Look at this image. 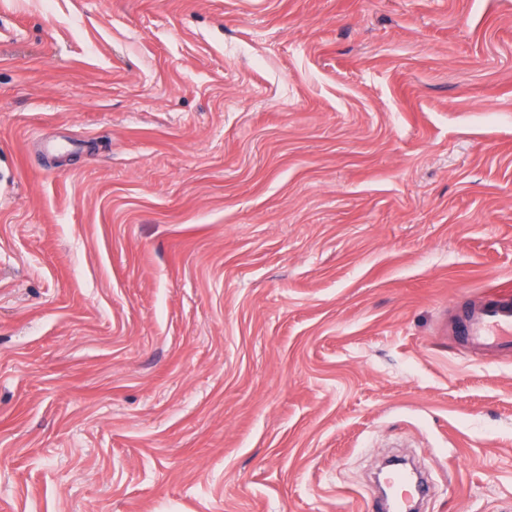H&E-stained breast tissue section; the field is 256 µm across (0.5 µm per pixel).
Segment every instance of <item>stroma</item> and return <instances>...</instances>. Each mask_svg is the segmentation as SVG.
<instances>
[{"label":"stroma","instance_id":"stroma-1","mask_svg":"<svg viewBox=\"0 0 512 512\" xmlns=\"http://www.w3.org/2000/svg\"><path fill=\"white\" fill-rule=\"evenodd\" d=\"M512 0H0V512H506ZM456 334L473 350L512 352V302L482 298L463 312Z\"/></svg>","mask_w":512,"mask_h":512}]
</instances>
